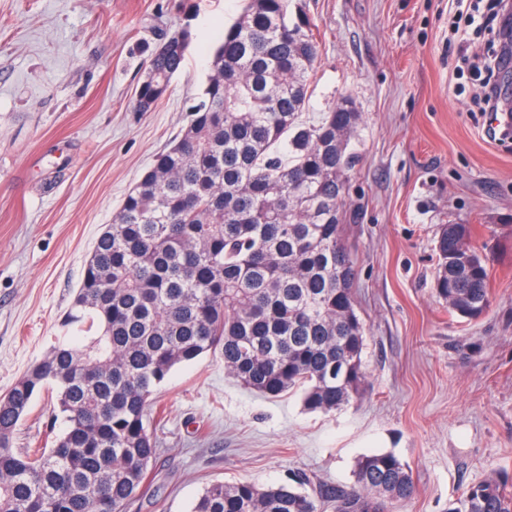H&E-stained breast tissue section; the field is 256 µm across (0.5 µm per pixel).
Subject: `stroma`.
Returning <instances> with one entry per match:
<instances>
[{
	"mask_svg": "<svg viewBox=\"0 0 512 512\" xmlns=\"http://www.w3.org/2000/svg\"><path fill=\"white\" fill-rule=\"evenodd\" d=\"M317 57L308 112L350 100L358 160L343 200L367 329L366 386L349 407L305 410L224 374L220 353L176 366L155 397L168 415L138 512H190L211 481L349 486L361 456L391 452L416 495L397 512H447L491 470L512 474V146L484 134L475 88L455 92L457 45L512 50V0L496 43L459 26L484 0H298ZM243 0H0V396L59 336L85 263L128 191L180 132L210 53ZM192 42L166 95L134 109L152 52L183 28ZM463 224L490 259L478 319L435 296V239ZM39 392L13 434L49 432Z\"/></svg>",
	"mask_w": 512,
	"mask_h": 512,
	"instance_id": "stroma-1",
	"label": "stroma"
}]
</instances>
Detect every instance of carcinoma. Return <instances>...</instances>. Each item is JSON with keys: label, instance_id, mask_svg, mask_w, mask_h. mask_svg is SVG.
Returning a JSON list of instances; mask_svg holds the SVG:
<instances>
[{"label": "carcinoma", "instance_id": "cac0c4a2", "mask_svg": "<svg viewBox=\"0 0 512 512\" xmlns=\"http://www.w3.org/2000/svg\"><path fill=\"white\" fill-rule=\"evenodd\" d=\"M291 0H246L224 31L187 122L97 237L60 340L0 397V512H129L148 490L166 408L154 388L172 369L220 351L224 374L277 397L301 390L309 411L351 405L365 383L366 329L341 206L358 113L342 99L307 116L314 33ZM191 43L183 29L152 55L138 101L168 91ZM437 297L476 319L490 305L487 255L463 224L435 245ZM57 388L51 447H13L35 395ZM354 484L309 480L207 484L193 512H393L412 499L392 452L360 457ZM448 512H512V477L494 470Z\"/></svg>", "mask_w": 512, "mask_h": 512}]
</instances>
